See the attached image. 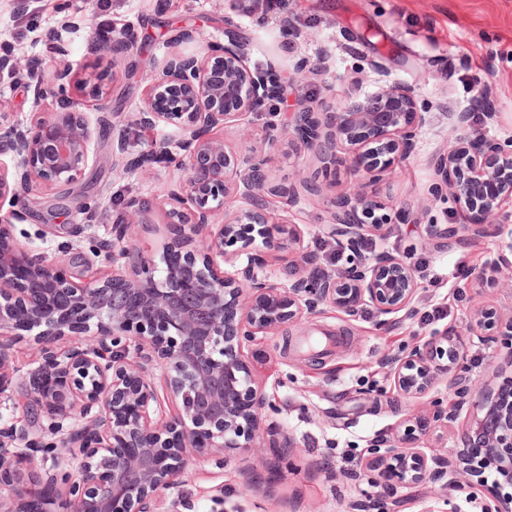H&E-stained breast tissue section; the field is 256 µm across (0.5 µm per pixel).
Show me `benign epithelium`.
I'll return each mask as SVG.
<instances>
[{"instance_id":"1","label":"benign epithelium","mask_w":512,"mask_h":512,"mask_svg":"<svg viewBox=\"0 0 512 512\" xmlns=\"http://www.w3.org/2000/svg\"><path fill=\"white\" fill-rule=\"evenodd\" d=\"M264 0H225L224 7H251L256 20H267ZM76 22L65 17L48 29L51 53H65V38ZM227 42L204 53L170 54L149 75L150 87L140 124L170 123L179 131L133 162L167 161L187 171L170 196L191 203L174 208L170 223L180 234L168 242L160 260L127 244V222L114 224L107 244L112 274L80 285L57 261L17 246L13 228L25 221L22 196L38 186H68L78 180L90 156L93 130L79 112H57L29 124L0 120V152L17 158L13 169L0 166V337L28 333L38 351L25 398L46 417L42 434L0 425V512H154L166 492L180 484L191 462L263 448H291L288 432L265 425L260 410L264 386L255 378L245 348L259 335L301 323L321 305L347 316L369 306L379 315L412 311L416 295L413 270L401 258H364L359 244L367 233L391 223L382 206L363 188L336 200L329 231L348 265L319 277L303 275L293 264V278L282 284L261 276L264 258L256 240L271 245L276 227L265 209L268 195L285 190L249 178L264 160L242 157L214 138L215 128L236 124L257 112L275 95L279 78L273 67L243 64L244 44L226 32ZM112 60L133 49L125 37L92 42ZM329 61L295 63L298 73L319 75ZM34 79L0 45V83ZM414 93L390 86L319 117L312 109L296 116L295 132L309 150L330 164L341 162L354 174L379 176L408 154L422 127ZM460 132L448 150L432 160L439 181L454 204L458 222L431 232L473 236L493 231L501 238L497 258L486 262L476 281L508 262L512 226L495 224L512 208V142H494L469 127L459 115ZM250 207L233 222L217 221L237 196ZM122 268H117L119 261ZM499 332L512 335V315L494 307L481 309L466 331H435L397 359L391 376L397 396L416 402L448 377V364L463 367L472 337ZM65 337L85 342L68 350ZM161 373V398L148 364ZM12 382L9 348L0 342V399ZM455 406L429 400L422 413L409 410L390 441L377 438L355 472L391 498L401 487L427 482L452 487L458 476L475 473L470 450L485 449L483 464L512 469V404L503 407L491 391L472 396L470 379L457 374ZM176 412L167 415L165 402ZM467 423L458 428L461 412ZM436 428L451 431L460 447L443 455L424 437ZM52 448L56 458L79 454L76 472H59V463L37 466V454ZM483 512H512L509 498L489 494Z\"/></svg>"}]
</instances>
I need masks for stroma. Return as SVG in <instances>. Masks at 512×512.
Segmentation results:
<instances>
[{
    "label": "stroma",
    "instance_id": "obj_1",
    "mask_svg": "<svg viewBox=\"0 0 512 512\" xmlns=\"http://www.w3.org/2000/svg\"><path fill=\"white\" fill-rule=\"evenodd\" d=\"M101 14L97 0H0V44H9L15 58L39 69L49 90L0 84V110L11 120L31 122L66 112L79 102L84 120L97 133L88 164L68 193L51 186L33 190L26 200V219L14 228L21 244L44 251L63 263L75 280L108 274L105 263L89 249L90 237L107 239L111 227L126 216L129 203L141 209L127 241L137 250L160 256L173 235L167 212L173 202L171 184L183 170L165 164L125 173V157L147 151L174 135L173 126L145 127L137 115L147 95V66L162 64L171 52L158 41L144 46L146 36L167 28L193 29L201 44L224 41V0H110ZM66 15L85 21L68 36L66 60L79 77L65 91L53 90L54 65L44 33ZM113 31L129 29L137 40L133 64L113 67L108 53H90L102 17ZM291 22L301 33L283 48L281 26ZM234 25L246 43L248 67L274 64L283 71L288 89L274 111L247 114L238 126L221 130L226 145L240 155L265 159L267 182L295 189L294 197H269L272 223L297 227L301 239L264 250L266 271L287 282V258L305 253V272L333 270L336 250L328 230L336 200L349 191L354 177L342 165L324 163L300 147L291 135L294 116L303 105L315 111L341 108L383 87L399 85L414 91L424 116L410 154L396 162L367 189L392 217L377 234V252H389L415 264L427 257L429 267L417 272L415 309L445 308L447 318L420 324L400 312L380 316L369 308L350 317L320 307L308 319L258 337L248 350L258 375L266 381L264 423H276L294 440L288 454L262 448L228 458L213 457L190 464L179 486L168 491L158 512H352L353 504L379 498V488L349 477L373 440L391 435L408 411L389 377L391 359L408 352L431 330L464 328L485 305L512 306V264L502 266L495 282L472 286L460 278L459 266L480 269L496 253L499 241L485 234L474 238L432 237L431 224L449 226L456 215L446 190L438 189L431 165L455 136L462 112H489L481 130L498 142L512 140V0H288L284 14H269L265 23L248 14ZM328 58L323 78L296 74L294 61ZM97 82L106 97H86L80 80ZM125 143V156L112 153L114 141ZM95 208L93 226H86L84 203ZM13 386L0 400V416L40 434L45 419L27 416L21 386L36 366L28 342L11 340ZM512 338L473 343L464 363L473 390L499 387L512 380ZM397 512H482L481 494L467 485L442 488L428 483L401 498Z\"/></svg>",
    "mask_w": 512,
    "mask_h": 512
}]
</instances>
